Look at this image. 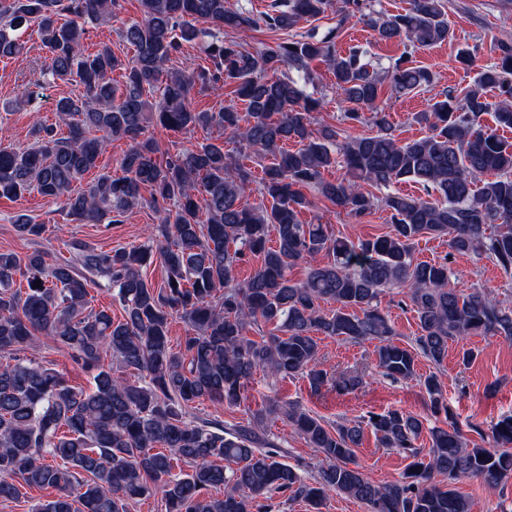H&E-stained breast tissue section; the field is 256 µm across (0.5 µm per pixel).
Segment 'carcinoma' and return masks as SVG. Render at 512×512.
<instances>
[{"instance_id": "1", "label": "carcinoma", "mask_w": 512, "mask_h": 512, "mask_svg": "<svg viewBox=\"0 0 512 512\" xmlns=\"http://www.w3.org/2000/svg\"><path fill=\"white\" fill-rule=\"evenodd\" d=\"M140 3L141 20L120 29L133 48L125 61L106 44L94 52L84 47L87 24L112 21L119 0H0V58L21 50L11 32L32 26L50 54L47 74L83 87L56 104L67 132L37 120L34 142L17 148L3 144L7 131H0V198L35 191L63 200L62 213L72 221L120 224L146 189L159 217L140 245L106 251L73 242L69 258L52 261L41 250L0 252V501H16L28 487L56 491L36 512H130L135 500L150 496L160 498L164 512H269L278 495L283 505L301 500L309 512H323L332 494L343 493L365 512H472L451 484L475 478L492 489L507 486L512 415L491 428L492 445L484 448L453 422L427 428L399 408L333 426L289 407V425L322 457L308 481L279 461L284 450L264 431L274 409L253 412L248 428H226L192 410L202 399L240 405L260 368L274 378H305L314 392L358 386L360 380L321 367L322 336L378 341V368L403 380L416 378L419 353L441 364L450 340L512 338V312L500 306L494 289L463 293L451 284L455 273L448 266L451 255L473 253L512 275V144L482 124L491 112L496 126L512 128V37L496 42L493 62L479 68L463 104L445 94L416 114L424 136L401 141L381 117L375 134L341 140L333 127L311 128L321 99L286 75L268 74L324 62L344 120L360 125L365 112L378 110L384 81L403 93L431 84L432 74L402 58L381 74L359 51L337 52L332 30L322 37L297 34L254 53L214 35L206 45L208 66L168 72L182 44L206 34L205 24L224 31L262 23L290 32L324 14L331 0H274L259 16L229 9L225 0ZM345 3L382 40L402 38L413 48L448 41L444 0H410L390 15L375 11L372 0ZM116 70L119 87L111 78ZM227 85L235 86L245 111L234 104L221 112L192 109L194 89L220 93ZM150 125L218 128L260 159L261 176L228 160L222 144L166 156L145 136ZM113 139L127 142L122 175L100 173L76 188ZM336 166L346 176L324 179ZM402 181L419 184L425 195L389 191ZM254 184L260 202L250 205L245 198ZM370 186L388 193L376 196ZM304 188L357 222L381 208L390 230L350 240L324 224H303ZM13 224L30 240L46 231L22 214ZM426 235L448 238L441 261L416 259L415 244ZM322 253L332 260L316 262ZM251 257L261 264L240 284L235 268ZM156 259L165 271L157 288L146 278ZM301 262L308 264L305 277L294 281L288 271ZM17 275L26 287H13ZM97 277L118 298L121 319L87 308L88 286ZM386 288L404 290L417 314L415 352L394 340L379 308ZM328 302L336 308L327 312L321 304ZM175 318L193 330L176 345L169 336ZM263 324L268 331L260 339L248 336ZM42 336L69 351L91 388H75L56 370L18 357ZM108 357L115 365H105ZM419 383L430 412L447 409L438 373ZM367 429L412 459L400 479L376 485L351 466ZM424 432L430 448L423 460L417 441ZM180 462L188 470L176 473ZM218 489L220 497L213 495Z\"/></svg>"}]
</instances>
